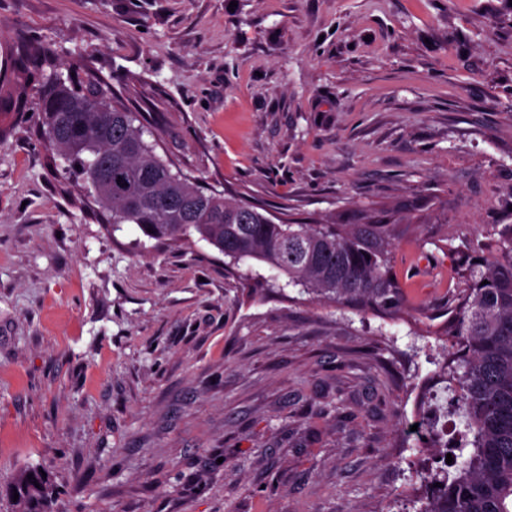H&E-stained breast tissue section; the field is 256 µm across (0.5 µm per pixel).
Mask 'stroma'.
<instances>
[{
    "label": "stroma",
    "mask_w": 512,
    "mask_h": 512,
    "mask_svg": "<svg viewBox=\"0 0 512 512\" xmlns=\"http://www.w3.org/2000/svg\"><path fill=\"white\" fill-rule=\"evenodd\" d=\"M21 33L92 61L216 191L296 217L431 202L396 270L435 315L512 224V0H0ZM44 154L24 124L0 141V512L31 465L54 512H418L425 397L455 474L440 320L249 299L205 242L84 220Z\"/></svg>",
    "instance_id": "35a3bbf8"
}]
</instances>
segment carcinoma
<instances>
[{
  "instance_id": "carcinoma-1",
  "label": "carcinoma",
  "mask_w": 512,
  "mask_h": 512,
  "mask_svg": "<svg viewBox=\"0 0 512 512\" xmlns=\"http://www.w3.org/2000/svg\"><path fill=\"white\" fill-rule=\"evenodd\" d=\"M0 116L31 123L47 165L64 186L80 191L101 224L135 225V245L190 244L216 248L232 265L255 260L274 274L245 277L252 291L300 288L326 306L387 316L407 308L396 271L404 204L371 207L353 219L335 214L290 218L266 204L216 192L156 153L158 136L85 61L65 78L54 50L19 35L0 48ZM38 95L30 111V92ZM468 287L446 321L444 335L462 351L454 383L456 408L472 435L473 452L439 484L422 512H512V225L499 231L490 255L471 267ZM13 489L15 512H51L52 481L24 471Z\"/></svg>"
}]
</instances>
